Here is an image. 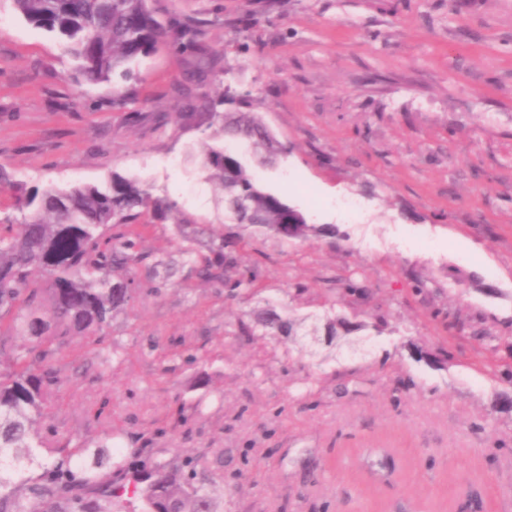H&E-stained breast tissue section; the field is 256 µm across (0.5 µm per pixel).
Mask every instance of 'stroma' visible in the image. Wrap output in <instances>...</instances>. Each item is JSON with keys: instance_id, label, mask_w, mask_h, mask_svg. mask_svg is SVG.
Wrapping results in <instances>:
<instances>
[{"instance_id": "35a3bbf8", "label": "stroma", "mask_w": 512, "mask_h": 512, "mask_svg": "<svg viewBox=\"0 0 512 512\" xmlns=\"http://www.w3.org/2000/svg\"><path fill=\"white\" fill-rule=\"evenodd\" d=\"M149 6L196 29L208 66L167 40L117 103L0 0V223L21 221L19 187L141 176L177 204L140 230L149 262L179 261L180 221L241 236L228 275L251 271L257 293L177 275L104 337H72L47 445L115 433L144 460L202 457L221 512H457L474 492L512 512V0ZM215 106L258 113L286 146L263 183L316 234L226 223L200 168ZM267 306L295 335H239ZM329 313L349 335L299 324ZM385 454L391 472L371 469Z\"/></svg>"}]
</instances>
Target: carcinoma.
I'll return each mask as SVG.
<instances>
[{"label":"carcinoma","mask_w":512,"mask_h":512,"mask_svg":"<svg viewBox=\"0 0 512 512\" xmlns=\"http://www.w3.org/2000/svg\"><path fill=\"white\" fill-rule=\"evenodd\" d=\"M35 27L63 39L78 73L89 83L131 76L130 64L147 57L172 35L193 44L188 27L168 30L148 0H11ZM213 144L201 159L204 171L224 188L229 221L265 228L285 240L317 232L306 215L267 190L241 146L261 152L273 165L287 152L253 112H210ZM27 211L19 227L0 224V512H218L201 460L186 456L176 466L140 460L116 437L93 452L47 448L39 433L42 411L56 383L54 363L75 335L96 336L125 310L140 287L145 256L127 228L163 220L176 203L153 195L140 181L117 172L103 185L23 189ZM189 274L221 283L231 296L255 292L253 277L225 276L237 264L232 244L212 240L197 258L194 238L178 228ZM288 334L292 323L267 309L241 333L256 329ZM26 343H17V338Z\"/></svg>","instance_id":"carcinoma-1"}]
</instances>
